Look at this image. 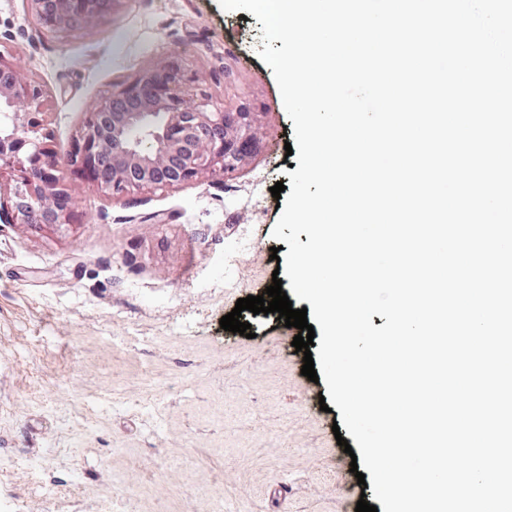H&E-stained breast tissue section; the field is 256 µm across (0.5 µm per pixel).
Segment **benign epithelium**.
I'll use <instances>...</instances> for the list:
<instances>
[{
	"instance_id": "obj_1",
	"label": "benign epithelium",
	"mask_w": 512,
	"mask_h": 512,
	"mask_svg": "<svg viewBox=\"0 0 512 512\" xmlns=\"http://www.w3.org/2000/svg\"><path fill=\"white\" fill-rule=\"evenodd\" d=\"M32 18L50 33L85 29L119 5L136 0H29ZM187 74L170 58L115 84L90 111L68 148L54 145L45 127L41 90L0 59V176L14 182L0 221L33 228L70 223L67 182L82 174L99 188L120 195L130 188L191 184L201 174L228 175L235 160L255 151V116L237 112L234 147L226 141L224 104L199 90L185 100Z\"/></svg>"
}]
</instances>
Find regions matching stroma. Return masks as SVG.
<instances>
[{"mask_svg":"<svg viewBox=\"0 0 512 512\" xmlns=\"http://www.w3.org/2000/svg\"><path fill=\"white\" fill-rule=\"evenodd\" d=\"M30 11L29 0H0V59L42 88L57 148L112 85L176 52L225 108L262 112L263 132L232 176L118 197L72 178L68 232L0 223V505L212 512L220 499L226 512H347L358 484L338 466L341 412L321 411L326 383L302 376L276 315L243 311L248 338L219 324L272 282L282 210L270 189L290 184L297 161L284 149L293 122L257 54L260 23L218 0H136L50 34L26 22ZM174 443L183 454L168 455ZM325 482L335 497L318 493Z\"/></svg>","mask_w":512,"mask_h":512,"instance_id":"1","label":"stroma"}]
</instances>
